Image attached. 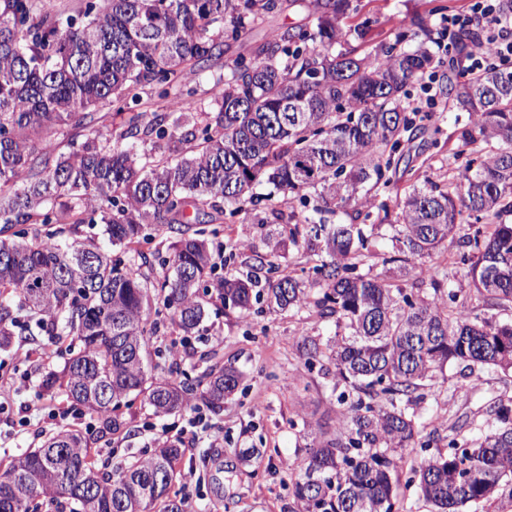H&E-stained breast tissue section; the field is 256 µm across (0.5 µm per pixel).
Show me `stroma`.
<instances>
[{
	"instance_id": "obj_1",
	"label": "stroma",
	"mask_w": 512,
	"mask_h": 512,
	"mask_svg": "<svg viewBox=\"0 0 512 512\" xmlns=\"http://www.w3.org/2000/svg\"><path fill=\"white\" fill-rule=\"evenodd\" d=\"M361 16L346 19V26L360 18L372 20V34L378 40H392L397 32L411 28L414 18H423L433 31L448 29L450 20L472 15L476 4L489 0H453L447 14L433 13L431 0H361ZM306 13L287 7L269 16L244 40L233 44L225 58L248 54L261 44L270 29L303 24ZM443 64L434 76L425 77L409 88L411 105L438 116L437 138L424 135L409 145L419 176L445 183L457 164L450 154L458 126L455 111L449 109L439 87L451 74L447 47L437 50ZM370 249L376 258L371 274L403 288L416 287L415 278L402 264L391 262L393 245L386 229L374 231ZM333 322L310 312L294 314L270 310L249 319L234 313L210 316L199 334L183 340L176 328L162 330L152 345L162 349L188 342L189 352L181 361L183 369L203 370L200 353L213 350L224 363L244 375L243 388L226 400L221 412H212L201 400L166 415H153L140 402H133L126 414L130 420L122 436L115 439L110 462L124 467L134 456L153 449L160 435L174 439L187 430L195 416H202L206 429L198 431L181 464V473H193L191 482L177 481L175 490L187 512H290L292 475L289 463L299 460L304 449L322 427L333 426L336 417L334 379L319 371H308L299 347L305 336L332 337ZM512 391V376L493 371H475L462 376L459 367H446L437 385L421 404L424 414L437 422L455 424L460 436L473 438L495 423L490 404L502 391ZM221 429L223 438L212 443L208 428Z\"/></svg>"
}]
</instances>
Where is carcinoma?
Here are the masks:
<instances>
[{
  "instance_id": "cac0c4a2",
  "label": "carcinoma",
  "mask_w": 512,
  "mask_h": 512,
  "mask_svg": "<svg viewBox=\"0 0 512 512\" xmlns=\"http://www.w3.org/2000/svg\"><path fill=\"white\" fill-rule=\"evenodd\" d=\"M308 22L270 31L246 56L227 62L209 97L186 106L187 73L219 59L282 0H0V349L19 335L24 311L49 336L71 339L63 368L43 392L85 411L92 422L63 426L40 446L0 465V512H185L172 492L184 449L171 442L112 471L101 450L126 425L132 398L153 414L194 398L224 409L242 382L233 365L195 377L149 339L173 325L189 336L207 317L215 290L224 309L247 319L264 303L310 310L335 322L322 344L308 336V369L333 372L335 430L306 448L292 468L291 512H399L414 487L434 512H468L512 500V394L494 403L497 425L470 441L406 467L404 450L440 438L418 411L449 363L512 373V320L481 316L468 300L512 310V70L487 50L485 65H464L483 37L479 26L448 33L457 70L448 102L466 114L452 153L464 159L441 186L414 180L395 208L391 191L405 144L440 128L409 111L407 87L435 68L439 43L423 23L358 55L344 20L359 0H292ZM166 100L147 123L131 111L139 91ZM109 106L125 146L92 131L56 152L52 136L88 128ZM267 201L257 223L281 226L264 252L253 250L265 287L223 266L208 236L223 220ZM342 213L341 222L325 215ZM387 226L398 261L431 258L457 239L469 299L434 271L421 288L363 274L373 253L360 225ZM103 226L102 238L82 234ZM314 225L324 257L314 277L278 274L281 251L306 244ZM473 229L460 234L463 227ZM168 253L150 254L155 234ZM119 250L121 257L112 256ZM150 258L172 275L140 273L126 262ZM162 304L169 317L149 320Z\"/></svg>"
}]
</instances>
